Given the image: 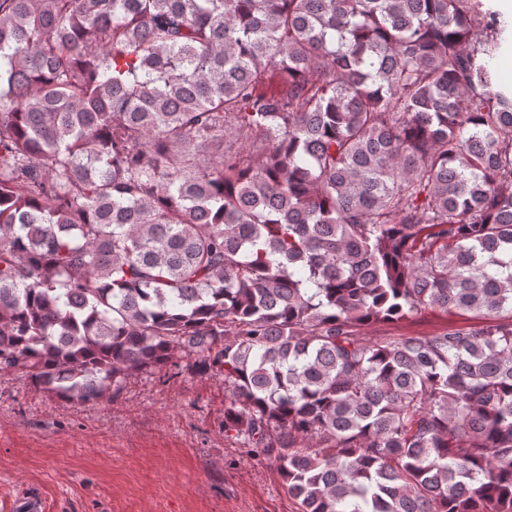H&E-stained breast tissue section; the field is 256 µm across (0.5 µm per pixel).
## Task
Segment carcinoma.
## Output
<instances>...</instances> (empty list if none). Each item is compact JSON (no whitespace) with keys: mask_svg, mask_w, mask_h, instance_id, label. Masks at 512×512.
Listing matches in <instances>:
<instances>
[{"mask_svg":"<svg viewBox=\"0 0 512 512\" xmlns=\"http://www.w3.org/2000/svg\"><path fill=\"white\" fill-rule=\"evenodd\" d=\"M479 0H0V372L185 361L299 512H512V88ZM435 308L432 336L370 325ZM467 318L461 312L447 313L442 310L429 309L401 323L366 328L364 334L369 338L376 336H428L438 333L448 326H464L470 321Z\"/></svg>","mask_w":512,"mask_h":512,"instance_id":"1","label":"carcinoma"}]
</instances>
